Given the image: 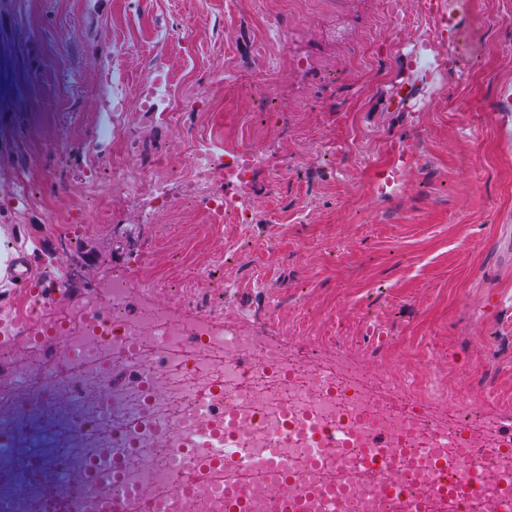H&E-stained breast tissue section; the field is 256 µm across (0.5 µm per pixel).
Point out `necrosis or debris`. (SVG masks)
I'll return each mask as SVG.
<instances>
[{
    "label": "necrosis or debris",
    "instance_id": "4bbe7bcc",
    "mask_svg": "<svg viewBox=\"0 0 512 512\" xmlns=\"http://www.w3.org/2000/svg\"><path fill=\"white\" fill-rule=\"evenodd\" d=\"M177 153L207 201L212 224H250L252 213L225 199L223 181L250 193V174L260 150L217 155L206 143ZM164 283L145 281L133 291L128 272L116 271L77 308L56 317L44 312V294L29 290L23 303L0 310V429L52 423L51 440L11 446L0 454V473H10L19 455L58 458V482L77 496L45 497L39 490L0 498V512H173L180 479L205 463L207 449L191 437L224 425V411L237 414V440L263 455L278 438L289 461L305 458L303 437L293 436L286 418L332 426L370 427L405 448L404 464L386 461L376 485L399 482L407 495L423 498L430 457L442 454L435 436L460 433L451 456L483 469H512L493 449L512 448V425L488 418L460 393L389 377L335 353L302 357L282 342L224 323L223 310H198L187 317L158 302ZM197 361L185 366L188 343ZM65 363L46 357L56 349ZM224 473L190 487L203 512H224L233 485L261 479ZM329 471L301 469L297 489L281 505L253 492L247 512H312L300 490L317 491Z\"/></svg>",
    "mask_w": 512,
    "mask_h": 512
}]
</instances>
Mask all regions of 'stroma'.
Wrapping results in <instances>:
<instances>
[{
	"label": "stroma",
	"instance_id": "35a3bbf8",
	"mask_svg": "<svg viewBox=\"0 0 512 512\" xmlns=\"http://www.w3.org/2000/svg\"><path fill=\"white\" fill-rule=\"evenodd\" d=\"M438 2L266 0L287 20L273 40L256 0H0V304L19 296L10 264L34 286L77 270L53 312L124 270L165 281L182 314L220 306L296 351L434 379L512 419V0ZM260 64L268 101L249 87ZM204 84L209 108L191 103ZM402 85L413 101L392 105ZM218 121L222 149L266 157L250 194L222 186L253 224L206 223L177 170L152 224L98 196L112 155L147 170Z\"/></svg>",
	"mask_w": 512,
	"mask_h": 512
}]
</instances>
